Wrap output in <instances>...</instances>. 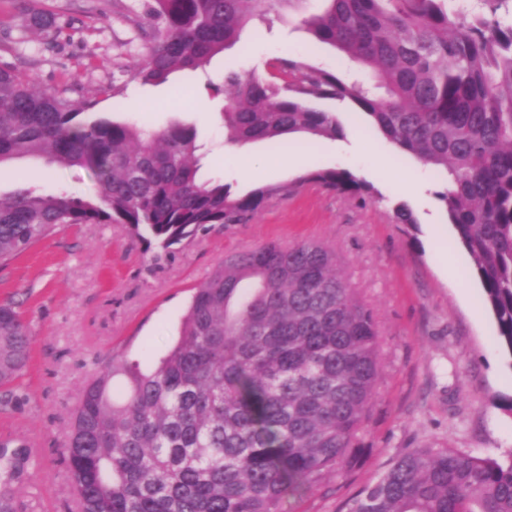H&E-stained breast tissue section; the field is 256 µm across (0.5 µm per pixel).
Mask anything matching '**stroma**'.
I'll return each mask as SVG.
<instances>
[{
  "label": "stroma",
  "mask_w": 512,
  "mask_h": 512,
  "mask_svg": "<svg viewBox=\"0 0 512 512\" xmlns=\"http://www.w3.org/2000/svg\"><path fill=\"white\" fill-rule=\"evenodd\" d=\"M146 0H37L60 31L25 23L27 0H0V66L26 72L37 86L78 107L152 129L195 126L210 144L202 179H221L241 193L254 183L284 184L247 224L216 227L164 252L147 246L123 224H76L0 264V303H13L32 337L27 369L14 383L16 404L0 408V440L25 442L38 466L14 484L30 512H68L72 502L62 454L82 383L111 359L148 369L177 340L196 289L228 253L275 241H305L335 250L358 299L380 333V374L354 445L355 463L285 495L282 512H349L397 455L448 446L482 458L512 454V359L501 347L471 260L448 224L436 194L445 182L402 154L348 104L320 101L344 127L342 140L301 137L287 151L268 143L225 144L212 85L234 68L269 77L279 58L340 71L337 50L316 42L300 24L321 13L324 0H293L272 27L247 30L241 42L205 69L173 74L161 85L134 80L131 67L145 53ZM261 165L258 181L240 174L241 158ZM347 169L378 190L366 201L300 175ZM86 196L90 171L42 158L0 167V193L28 187ZM407 204L416 225L399 224Z\"/></svg>",
  "instance_id": "stroma-1"
}]
</instances>
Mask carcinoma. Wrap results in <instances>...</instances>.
<instances>
[{"label": "carcinoma", "instance_id": "carcinoma-1", "mask_svg": "<svg viewBox=\"0 0 512 512\" xmlns=\"http://www.w3.org/2000/svg\"><path fill=\"white\" fill-rule=\"evenodd\" d=\"M512 0H325L301 20L376 82L280 58L274 80L235 70L223 97L225 143L336 138L314 100L349 102L401 151L446 180L437 193L512 359ZM290 0H149L151 45L134 76L163 83L204 67L246 25ZM27 24L54 27L35 8ZM198 132L84 116L11 67H0V165L42 157L93 173L96 194H0V261L66 224H125L163 251L216 226L245 224L284 184L236 194L198 179ZM343 195L375 187L347 169L307 172ZM29 324L0 304V388L21 376ZM379 376V331L336 252L268 242L230 254L192 296L179 338L151 369L114 359L85 381L66 441L78 512H281L285 494L355 460L353 442ZM37 466L0 441V512H24L11 484ZM351 512H512V456L457 448L397 456Z\"/></svg>", "mask_w": 512, "mask_h": 512}]
</instances>
